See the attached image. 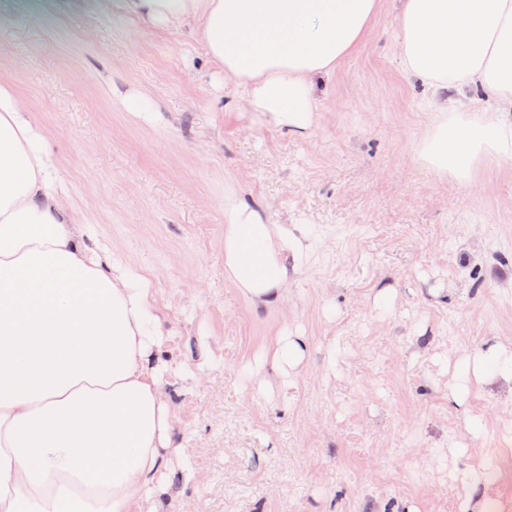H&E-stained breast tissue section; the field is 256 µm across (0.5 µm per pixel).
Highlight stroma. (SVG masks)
I'll list each match as a JSON object with an SVG mask.
<instances>
[{
    "label": "stroma",
    "instance_id": "obj_1",
    "mask_svg": "<svg viewBox=\"0 0 512 512\" xmlns=\"http://www.w3.org/2000/svg\"><path fill=\"white\" fill-rule=\"evenodd\" d=\"M397 6L380 0L296 136L231 106L188 31L122 0H0V83L68 204L152 282L179 445L163 512H460L473 492L512 512V377L470 383L466 409L448 399L463 350L512 351V159L469 181L418 160L432 93L395 56ZM132 93L151 119L125 108ZM228 185L268 223L307 228L279 304L224 274ZM287 329L305 362L261 371Z\"/></svg>",
    "mask_w": 512,
    "mask_h": 512
}]
</instances>
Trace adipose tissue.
Here are the masks:
<instances>
[{"mask_svg":"<svg viewBox=\"0 0 512 512\" xmlns=\"http://www.w3.org/2000/svg\"><path fill=\"white\" fill-rule=\"evenodd\" d=\"M157 28L195 31L218 84L269 127L315 124V80L361 42L379 0H123ZM401 68L435 92L421 162L472 178L512 158V0H399ZM67 188L21 100L0 85V512H135L162 491L171 410L154 356L162 321L147 278L111 260L64 205ZM302 225L270 224L224 190V271L258 305L303 264Z\"/></svg>","mask_w":512,"mask_h":512,"instance_id":"obj_1","label":"adipose tissue"}]
</instances>
